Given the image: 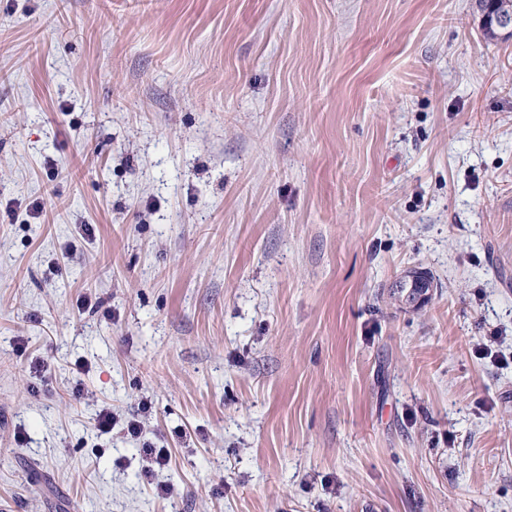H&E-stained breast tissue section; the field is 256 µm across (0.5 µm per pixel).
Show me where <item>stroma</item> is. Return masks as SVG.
I'll return each instance as SVG.
<instances>
[{
  "instance_id": "35a3bbf8",
  "label": "stroma",
  "mask_w": 512,
  "mask_h": 512,
  "mask_svg": "<svg viewBox=\"0 0 512 512\" xmlns=\"http://www.w3.org/2000/svg\"><path fill=\"white\" fill-rule=\"evenodd\" d=\"M481 19L0 0V512H512V39ZM142 471L146 478L155 477L156 473L165 469L169 463V451L165 448H154L151 444L144 443L141 448Z\"/></svg>"
}]
</instances>
